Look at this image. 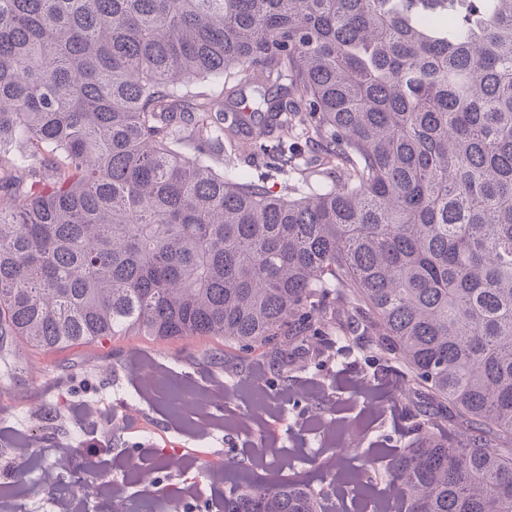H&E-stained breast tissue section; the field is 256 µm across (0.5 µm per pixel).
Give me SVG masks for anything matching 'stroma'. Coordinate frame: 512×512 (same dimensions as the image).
Instances as JSON below:
<instances>
[{
  "label": "stroma",
  "mask_w": 512,
  "mask_h": 512,
  "mask_svg": "<svg viewBox=\"0 0 512 512\" xmlns=\"http://www.w3.org/2000/svg\"><path fill=\"white\" fill-rule=\"evenodd\" d=\"M215 342L188 338L162 343L129 336L63 351L21 349L16 385L0 388V487L15 494L14 512H55L60 490L89 483L86 454L100 462L104 480L120 486L118 497L90 498L85 512H122L121 506L146 497L177 501L181 512H224V499L244 487H264L294 480L314 491H330L322 462L337 455L348 466L369 462L349 450L353 435L399 448L414 437L409 420H394L391 402L406 405L411 392L401 388L395 400L376 403L342 383V375L373 374L397 378L394 368L357 355L339 354L293 374L292 386L315 382L313 395H299L276 417L251 398V366L226 372L212 359ZM156 377L150 396L141 389L146 374ZM213 393L208 412L230 421V428L201 431L190 405L175 401L171 386ZM81 404L95 412L77 421ZM30 438L18 453L8 432ZM303 447H295V438ZM71 448L65 471H54L58 447ZM223 476L212 480L213 466ZM52 482H45V473ZM195 495H188V486Z\"/></svg>",
  "instance_id": "stroma-1"
}]
</instances>
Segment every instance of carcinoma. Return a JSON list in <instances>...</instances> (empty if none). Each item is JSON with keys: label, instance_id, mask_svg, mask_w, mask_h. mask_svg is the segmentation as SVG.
Listing matches in <instances>:
<instances>
[{"label": "carcinoma", "instance_id": "1", "mask_svg": "<svg viewBox=\"0 0 512 512\" xmlns=\"http://www.w3.org/2000/svg\"><path fill=\"white\" fill-rule=\"evenodd\" d=\"M212 78L224 98L189 91ZM300 138L328 162L297 167ZM239 140L310 193L241 172ZM325 329L401 365L423 421L332 480L371 512L381 476L395 512H512V0H0L4 374L146 336L286 382ZM321 500L279 482L224 512Z\"/></svg>", "mask_w": 512, "mask_h": 512}]
</instances>
